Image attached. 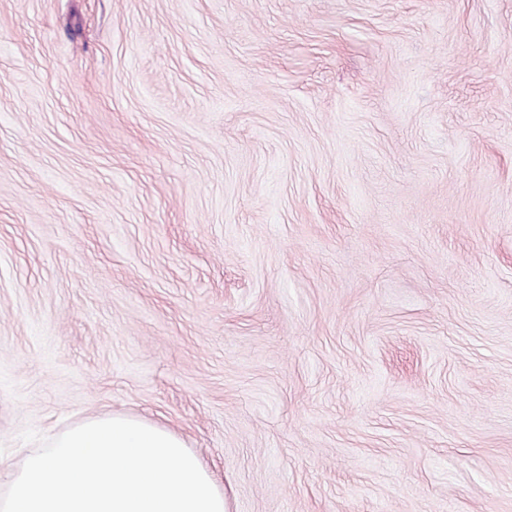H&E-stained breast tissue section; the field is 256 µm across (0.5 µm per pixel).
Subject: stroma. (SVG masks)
<instances>
[{"mask_svg": "<svg viewBox=\"0 0 512 512\" xmlns=\"http://www.w3.org/2000/svg\"><path fill=\"white\" fill-rule=\"evenodd\" d=\"M101 415L512 512V0H0V466Z\"/></svg>", "mask_w": 512, "mask_h": 512, "instance_id": "1", "label": "stroma"}]
</instances>
